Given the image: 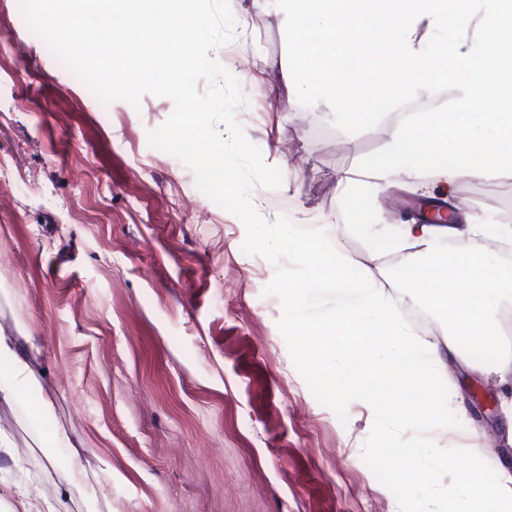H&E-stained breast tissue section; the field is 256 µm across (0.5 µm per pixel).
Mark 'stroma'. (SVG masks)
I'll return each instance as SVG.
<instances>
[{
  "label": "stroma",
  "mask_w": 512,
  "mask_h": 512,
  "mask_svg": "<svg viewBox=\"0 0 512 512\" xmlns=\"http://www.w3.org/2000/svg\"><path fill=\"white\" fill-rule=\"evenodd\" d=\"M234 38L212 53L247 99L236 112L284 183L253 191L263 219L324 229L357 268L419 308L443 345L447 325L426 296L409 297L391 246L366 224H390L412 196L438 198L435 174L390 179L359 170L382 149L389 122L350 135L327 103L302 106L290 72L284 15L270 0H230ZM173 110L103 103L33 30L18 0H0V330L14 335L37 375L0 403V512L13 489L37 491L65 512H399L362 458L374 414L346 420L323 405L295 367L277 322L274 274L246 255L244 224L203 195L190 168L151 146ZM472 213L512 198V174L459 179L446 195ZM457 390L463 426L440 445L482 433L498 466L512 434L483 419L501 402L492 360L474 353L441 370ZM55 404L74 445L58 449L96 479L62 493L32 409Z\"/></svg>",
  "instance_id": "35a3bbf8"
}]
</instances>
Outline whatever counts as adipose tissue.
Wrapping results in <instances>:
<instances>
[{
	"label": "adipose tissue",
	"instance_id": "1",
	"mask_svg": "<svg viewBox=\"0 0 512 512\" xmlns=\"http://www.w3.org/2000/svg\"><path fill=\"white\" fill-rule=\"evenodd\" d=\"M480 216L462 213L451 224H399L391 228L393 244L399 245L402 265L408 271L407 288L418 291L422 286V255L430 251L437 239L469 238L488 230ZM501 238L512 240V225L497 224L490 228ZM458 275L449 294H434L433 299L448 322L445 347L449 356H459L460 343L485 349L494 354L502 367L512 366V346L499 336V315L512 307V275L498 273L478 256L457 257ZM0 363L6 367L0 374V401L14 402L19 393L35 385L36 377L29 360L20 354L12 337L0 331Z\"/></svg>",
	"mask_w": 512,
	"mask_h": 512
}]
</instances>
